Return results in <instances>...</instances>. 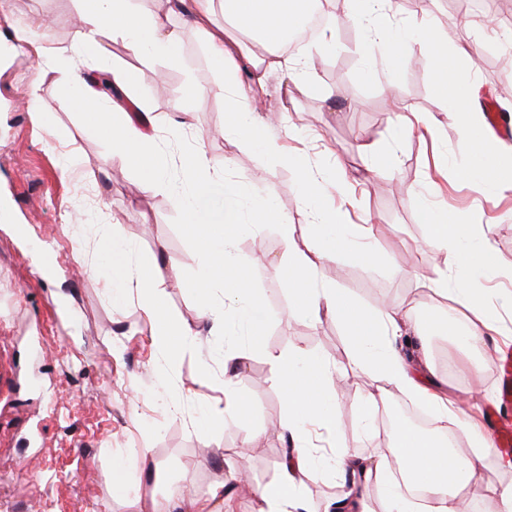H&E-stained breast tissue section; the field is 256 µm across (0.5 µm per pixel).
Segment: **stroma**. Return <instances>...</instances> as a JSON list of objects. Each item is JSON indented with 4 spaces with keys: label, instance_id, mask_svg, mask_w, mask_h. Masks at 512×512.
Instances as JSON below:
<instances>
[{
    "label": "stroma",
    "instance_id": "stroma-1",
    "mask_svg": "<svg viewBox=\"0 0 512 512\" xmlns=\"http://www.w3.org/2000/svg\"><path fill=\"white\" fill-rule=\"evenodd\" d=\"M84 7L83 0H9L0 10V512H180L178 496L187 491L210 499L213 512L227 504L234 512H255L253 490L277 477L286 448V407L270 358L299 349L335 365L343 434L352 450L363 458L388 448L391 422L416 410V403L392 391L377 411V436H363L365 390L349 367L348 338L336 320L314 324L289 312L279 226L254 208L255 199L272 198L302 228L308 217L299 205L296 170L225 134L228 107L224 97L208 91L213 70L204 38L174 15L170 21L181 33L178 59L137 54L109 39L96 59L99 68L139 76L134 95L147 102L158 142L172 156L167 189L144 193L137 175L112 160L104 137L64 89L65 63L81 40ZM339 14L340 48L316 58L310 92L286 97L285 74L273 73L255 108L266 134L286 150L313 167H340L346 192L334 202L347 209L351 223L387 225L388 235L379 241L383 248L396 250L401 240L407 245L387 266L327 263L323 279L363 304L409 310L423 333L403 338L406 351L427 355L458 409L486 415L497 399L502 342L487 335L479 344L465 343L464 328L440 319L447 299L418 287V277L443 268L444 254L426 244L427 227L419 223L410 195L440 185V205L471 223L490 225L506 270L512 269V195L485 198L433 169V147L457 157L463 141L431 93L428 68L411 64L393 87L385 63L377 62L376 88L364 92L354 79L360 31L348 6ZM397 17L432 23L471 48L478 108L492 102L512 115V51L501 47L512 41V27L482 30L450 0H431L425 13L402 8ZM190 80L201 94L173 112ZM328 90L333 98H325ZM408 110L435 115L438 144L417 132H398L396 116ZM289 125L295 137H288ZM199 137L211 156L231 158L233 179L248 189L242 209L258 231L238 238L236 253L245 262V286L269 315L255 339L231 317L223 335H211L198 296L185 287L196 276L198 237L168 190L183 187V165ZM381 146L393 152L391 168L376 166ZM116 224L129 243L131 266L163 255L176 262L161 270L172 283L166 307L199 335L198 345L181 355L176 374H167V355L153 345L136 302L114 307L102 275L84 267L89 260L105 264L98 240ZM235 344L252 349L234 384L245 412L240 421L208 434L200 406L207 401L224 407V359ZM204 350L212 354L210 384L198 379ZM168 400L181 404L179 417L167 413ZM134 448L149 449V457L133 459ZM115 464L128 470L121 491L103 478ZM221 487L230 488V503L215 499Z\"/></svg>",
    "mask_w": 512,
    "mask_h": 512
}]
</instances>
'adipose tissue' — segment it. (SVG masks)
Here are the masks:
<instances>
[{"instance_id":"ef3b65f1","label":"adipose tissue","mask_w":512,"mask_h":512,"mask_svg":"<svg viewBox=\"0 0 512 512\" xmlns=\"http://www.w3.org/2000/svg\"><path fill=\"white\" fill-rule=\"evenodd\" d=\"M135 0H86L82 13L83 39L71 52L69 95L108 141L112 155L134 169L143 191L162 189L170 157L151 134L136 121L133 111H146L131 89L135 75L116 69L112 92L102 95L87 78L92 61L104 40L123 42L137 53L177 58L181 37L169 17L178 13L201 31L215 77L210 93L231 99L228 131L238 142L258 148L276 163L295 166L301 183L300 204L309 222L294 232L287 214L274 201L263 199L256 207L275 219L288 254V288L293 295L292 313L312 322L331 317L339 321L349 338L357 373L363 374L366 412L372 422L379 401L388 388H395L417 402L434 408L439 417L432 433L396 423L390 432L391 446L372 460L356 457L341 438L340 414L336 402V377L322 356L302 352L273 357L277 383L288 410L285 430L298 435L311 421L336 432L330 455L323 456L308 445L291 449L279 465L276 482L257 487V512H309L302 476L319 469L327 477L345 482L358 476V490L346 500L347 512H371L365 490L375 482L381 490L383 512H462L466 492L482 487L498 502V512H512V487L493 481L482 460L489 443L480 426L464 418L455 406L447 383L438 380L431 366L414 368L395 345L396 337L407 335L411 315L396 309L363 305L353 294L337 288L321 276L329 261L342 258L364 265H377L391 258L376 241L384 236L383 225L350 224L343 211L325 198L335 189L332 172L312 168L284 154L278 140L265 137L260 118L249 102L235 99V76L239 60H246L254 72V85H263L268 73L280 71L292 79L290 93H301L315 81L313 53L336 51L332 28L320 32L313 52L295 60L284 49L288 31L296 26L304 10L319 0H169L168 12L145 15L134 7ZM262 54H252V46ZM226 163L210 157L203 147L192 150L185 165V188L171 191V202L188 223L198 225L199 264L192 289L201 296V313L214 328L224 326L225 314L234 315L250 336H259L268 314L242 288V262L234 253L239 235L247 230L240 201L247 189L229 179ZM412 203L430 241L444 255V267L422 286L448 298L449 322H467V338L478 343L486 332L498 330L503 314L512 315V292H489L482 281L500 269L490 237L480 224L467 223L460 215L438 209L422 196ZM108 259L107 279L115 306L136 294L141 311L150 322L155 344L166 352L168 372H176L179 351L194 342L191 329L170 320L163 300L166 282L152 266L129 264V247L120 230L102 237ZM462 424L470 434L467 451L447 447L444 440L449 424Z\"/></svg>"}]
</instances>
